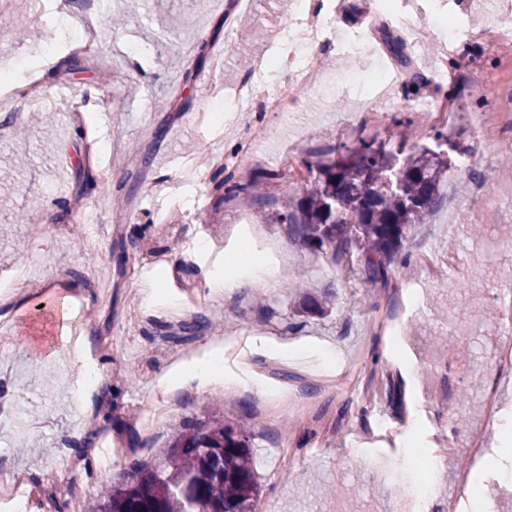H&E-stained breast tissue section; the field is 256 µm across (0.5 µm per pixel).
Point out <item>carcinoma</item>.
<instances>
[{"instance_id": "carcinoma-1", "label": "carcinoma", "mask_w": 512, "mask_h": 512, "mask_svg": "<svg viewBox=\"0 0 512 512\" xmlns=\"http://www.w3.org/2000/svg\"><path fill=\"white\" fill-rule=\"evenodd\" d=\"M388 44L409 81L423 83L411 71L400 41ZM409 125L396 120L379 143L363 142L335 158L332 149L330 157L306 162L312 177L306 191L278 208L277 219L294 225L304 248L326 247L339 256L355 246L371 284L386 278L408 226L426 222L448 171V158L440 151H404ZM266 188L262 174L239 186L261 206L277 202ZM213 323L209 315L187 318L171 339L187 343ZM258 495L251 433L227 423L217 406L185 421L154 461L131 460L123 481L101 485L83 512H255Z\"/></svg>"}]
</instances>
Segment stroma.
<instances>
[{
  "mask_svg": "<svg viewBox=\"0 0 512 512\" xmlns=\"http://www.w3.org/2000/svg\"><path fill=\"white\" fill-rule=\"evenodd\" d=\"M293 0H253L246 11L227 0H102L97 47L73 50L74 19L86 0H67L64 14L46 7L32 25L36 0H0V58L11 59V82L25 89L40 64L28 37L38 27L52 56L41 84L34 125L30 111H0V278L29 261L36 272L25 290L0 305V469L27 471L38 457L37 480L27 481L23 512H46V490L65 483L82 498L124 476L129 457L148 459L165 448L182 421L204 416L223 401L226 420L253 434L259 497L255 512H358L374 497L380 512H394L400 491L423 493L426 479L413 459L437 461L441 497L459 496L465 512H486L482 489H496L497 512H512V374L498 365L496 297L512 292V166L500 161L502 141L477 140L469 113H487L491 129L512 113V46L491 52L476 37L458 45L445 80L428 90L377 80L389 63L388 37L401 29L393 16L412 13L411 0H391L392 17L373 13V0H343L336 21L318 44L321 67L309 90L282 104L279 114L260 105L212 121L215 100L231 96L256 74L272 91L291 70L263 60L289 52L285 35ZM357 50L338 48L346 36ZM248 48L238 55L236 46ZM223 51L215 71L210 59ZM447 100L453 117L444 150L451 162L479 155L476 181L451 174L439 189L426 223L410 226L386 282L363 280L356 251L301 248L275 206L224 195V180L246 182L266 173L274 196L300 194L303 159L329 148L352 149L387 137L393 118H411L408 145H433L424 92ZM153 164L139 172L137 155ZM191 155L192 184L179 165ZM135 189L132 206L112 198ZM82 200L98 210L104 235L77 223ZM169 217L154 223L156 213ZM123 241L134 255L132 272L117 277L110 252ZM441 259L433 280L416 293L408 281L427 257ZM200 298V311L224 324L193 342L162 338L167 306ZM65 304L78 328L108 330L112 351L101 363L113 381L112 398L79 403L74 393L89 374L76 364L59 333L57 306ZM400 313L403 330H386ZM220 349L224 384L194 377L195 364ZM497 383L496 423L485 420L482 398ZM172 400L168 419L142 431L145 409ZM250 413H242L241 402ZM112 450L103 471L97 450L91 466L77 462L73 443L89 431ZM483 432L487 454L472 463L465 447ZM390 459L396 480L376 485L372 467ZM474 469L471 484L460 471Z\"/></svg>",
  "mask_w": 512,
  "mask_h": 512,
  "instance_id": "stroma-1",
  "label": "stroma"
}]
</instances>
